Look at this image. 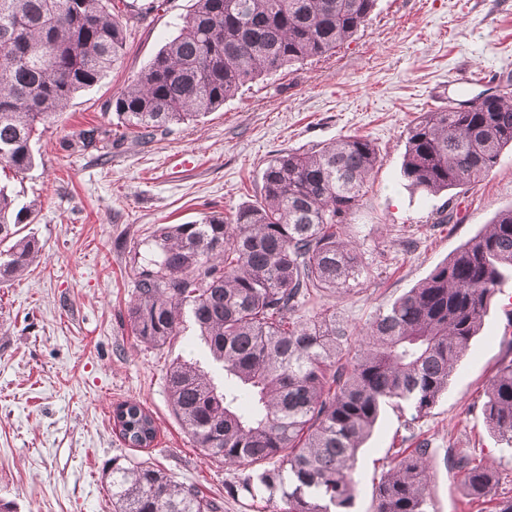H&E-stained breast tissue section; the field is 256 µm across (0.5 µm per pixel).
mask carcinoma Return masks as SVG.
Masks as SVG:
<instances>
[{
	"label": "carcinoma",
	"instance_id": "1",
	"mask_svg": "<svg viewBox=\"0 0 512 512\" xmlns=\"http://www.w3.org/2000/svg\"><path fill=\"white\" fill-rule=\"evenodd\" d=\"M376 0H195L179 34L114 101L123 125L152 138L194 122L243 87L334 51L367 22ZM125 0H0V168L18 177L35 163L39 125L117 62ZM512 150V94L478 95L427 112L407 128L401 178L429 193L488 175ZM380 155L349 135L311 154L285 153L262 174L261 201L195 224H157V258L141 268L128 318L155 347L185 319L216 367L176 360L166 372L170 409L194 447L220 467L249 468L232 496L268 494L280 512H353L363 475L357 454L387 407L407 425L448 390L454 367L512 273V209L438 265L418 287L380 308L357 333L321 308L366 273L345 242ZM25 211L0 187V277L38 252L20 236ZM482 413L512 445V359L501 363ZM122 438L148 448L154 417L139 403L115 409ZM429 444L397 448L375 484L373 512H429ZM480 501L495 472L470 455L453 461ZM112 512H220L147 462L112 460Z\"/></svg>",
	"mask_w": 512,
	"mask_h": 512
}]
</instances>
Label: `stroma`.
<instances>
[{"instance_id": "35a3bbf8", "label": "stroma", "mask_w": 512, "mask_h": 512, "mask_svg": "<svg viewBox=\"0 0 512 512\" xmlns=\"http://www.w3.org/2000/svg\"><path fill=\"white\" fill-rule=\"evenodd\" d=\"M148 3L146 19L129 23L122 58L40 129L35 167L9 182L30 214L23 232L40 245L28 272L0 280V504L10 512H112L105 472L116 459L151 462L222 512H275L267 500L228 496L244 470L208 463L169 410L168 365L202 356L194 326L162 348L132 331L127 308L153 225L234 213L259 200L278 154L365 136L382 163L344 236L371 274L324 299L359 328L512 208V151L478 183L436 194L400 177L413 120L485 90L512 91V0H377L335 54L267 75L196 123L144 140L112 101L177 35L194 0H134ZM90 128L109 130L108 145L78 146ZM511 352L512 279L427 416L408 428L392 409L380 415L358 453L367 480L356 512H373L372 480L389 449L424 440L434 453L429 512H463L466 489L449 462L459 454L499 475L482 512L512 497V448L481 413ZM127 400L153 414L152 447H130L114 431L112 411Z\"/></svg>"}]
</instances>
